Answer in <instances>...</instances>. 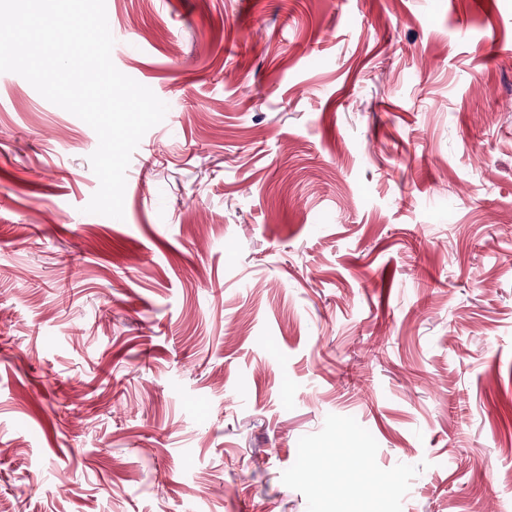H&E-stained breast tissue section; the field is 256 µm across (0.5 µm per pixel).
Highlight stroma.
Segmentation results:
<instances>
[{"instance_id": "1", "label": "stroma", "mask_w": 512, "mask_h": 512, "mask_svg": "<svg viewBox=\"0 0 512 512\" xmlns=\"http://www.w3.org/2000/svg\"><path fill=\"white\" fill-rule=\"evenodd\" d=\"M105 3L168 106L123 219L0 73V502L512 512V0ZM320 463L325 473H331L332 477H354L359 474H367V478L356 484L357 492H364L369 483L370 476L365 470L361 458L355 454L348 453L340 448H328L322 450L315 455L314 464Z\"/></svg>"}]
</instances>
